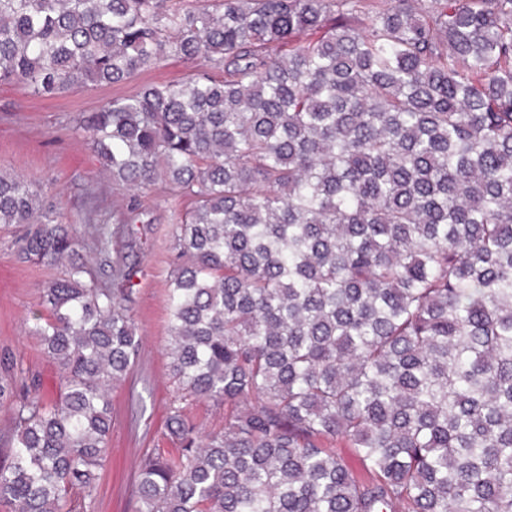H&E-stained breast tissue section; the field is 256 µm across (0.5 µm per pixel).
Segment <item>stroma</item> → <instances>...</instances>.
<instances>
[{
  "mask_svg": "<svg viewBox=\"0 0 512 512\" xmlns=\"http://www.w3.org/2000/svg\"><path fill=\"white\" fill-rule=\"evenodd\" d=\"M198 67L196 61L172 57L163 67L123 84L72 89L51 99L33 95L22 84L0 83V171L33 179L46 203L63 213L66 221L115 223L132 193L113 183L79 129V117L143 85L186 79ZM141 203L152 224L135 250H128L124 237L112 240L113 254L133 253L137 263L132 308L142 339L141 361L127 382L112 392L110 454L90 512H132L138 455L146 448L173 446L165 435L167 405L173 395L165 349L166 299L173 225L192 209L194 197L171 195L159 184L144 191ZM20 233L18 227L0 226V355H13L21 362L27 382L53 399L59 393L57 368L29 330L39 312L41 289L61 269L21 262L15 248Z\"/></svg>",
  "mask_w": 512,
  "mask_h": 512,
  "instance_id": "35a3bbf8",
  "label": "stroma"
}]
</instances>
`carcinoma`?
<instances>
[{
    "mask_svg": "<svg viewBox=\"0 0 512 512\" xmlns=\"http://www.w3.org/2000/svg\"><path fill=\"white\" fill-rule=\"evenodd\" d=\"M170 57L200 68L79 120L113 182L196 198L167 293L178 448L142 455L135 512H512V0H0V83L38 96ZM0 224L68 261L30 330L59 397L0 358V503L88 512L141 359L135 266L95 226L102 287L24 176L0 173ZM188 411L192 420L203 430H218L224 426V405L208 401L193 402Z\"/></svg>",
    "mask_w": 512,
    "mask_h": 512,
    "instance_id": "cac0c4a2",
    "label": "carcinoma"
}]
</instances>
